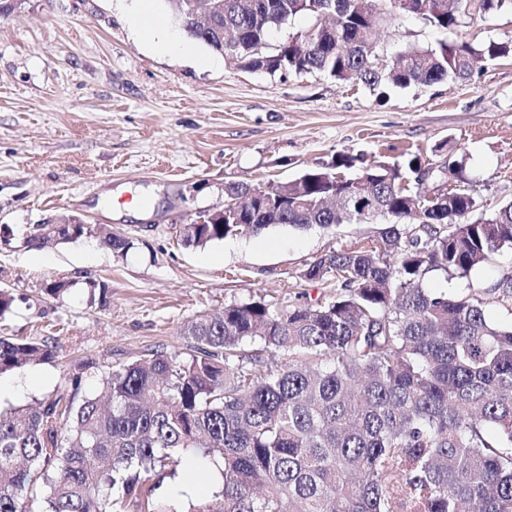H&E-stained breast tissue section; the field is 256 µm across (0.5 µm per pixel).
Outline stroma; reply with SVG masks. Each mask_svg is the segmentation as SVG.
I'll use <instances>...</instances> for the list:
<instances>
[{
    "label": "stroma",
    "instance_id": "obj_1",
    "mask_svg": "<svg viewBox=\"0 0 512 512\" xmlns=\"http://www.w3.org/2000/svg\"><path fill=\"white\" fill-rule=\"evenodd\" d=\"M137 0H25L0 18V289L15 297L12 336H55L57 357L0 374V410L64 387L76 362L93 360L83 389L98 393L111 365L183 348V325L261 294L316 300L325 289L300 271L321 255L377 239L383 224L304 231L287 226L203 248L184 246L181 225L222 208L230 182L292 180L339 152L402 161L464 160L485 210L512 199V62L489 64L467 83L391 89L384 99L320 75L269 76L205 67L210 50L168 54L139 36ZM512 39V13L470 11L451 32L406 17L380 28L376 50L439 41ZM76 215L96 235L36 247L38 225ZM114 232L132 248L100 243ZM512 257L469 277L431 274V288H488ZM67 293H45L48 283ZM106 284L92 293L90 282Z\"/></svg>",
    "mask_w": 512,
    "mask_h": 512
}]
</instances>
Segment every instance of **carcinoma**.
<instances>
[{
	"instance_id": "carcinoma-1",
	"label": "carcinoma",
	"mask_w": 512,
	"mask_h": 512,
	"mask_svg": "<svg viewBox=\"0 0 512 512\" xmlns=\"http://www.w3.org/2000/svg\"><path fill=\"white\" fill-rule=\"evenodd\" d=\"M181 29L230 68L319 74L377 97L393 85L469 82L474 64L512 57V40L410 45L379 66L373 33L404 16L440 31L471 0H169ZM484 14L512 0H479ZM308 23L276 48L270 32ZM456 188L429 196L414 156L404 164L338 153L298 178L224 186L210 224H184L204 247L285 225L390 219L379 237L305 266L331 285L312 302L260 296L182 328L181 351H152L101 377L109 408L82 391L89 361L68 385L26 408L0 411V512H171L154 491L194 456L221 459L220 490L186 512H512V275L467 294L425 287L434 272L466 277L512 252V200L484 211L453 162ZM417 224L409 236L406 225ZM94 229L59 225L33 245ZM103 245L123 256L121 235ZM57 343L0 335V374L51 360ZM158 482L145 486L143 476Z\"/></svg>"
}]
</instances>
